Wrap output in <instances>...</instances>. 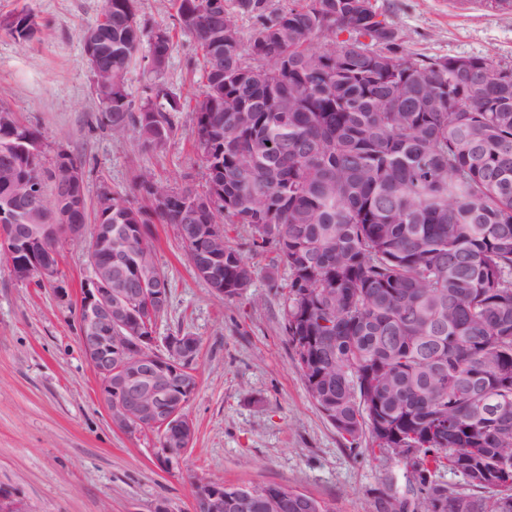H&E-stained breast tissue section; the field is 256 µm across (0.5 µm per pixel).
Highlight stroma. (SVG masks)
<instances>
[{
  "label": "stroma",
  "mask_w": 512,
  "mask_h": 512,
  "mask_svg": "<svg viewBox=\"0 0 512 512\" xmlns=\"http://www.w3.org/2000/svg\"><path fill=\"white\" fill-rule=\"evenodd\" d=\"M427 55H492L512 63V8L485 0H374ZM104 0H0V18L27 9L46 37L21 43L0 30V104L39 129L47 155L63 149L81 161L88 207L103 189L132 193L149 171L178 191L203 190L206 170L192 146L194 115L177 113L176 133L155 150L134 135L102 129L93 75L80 37ZM161 80L181 100L202 88L201 55L173 28ZM170 287L158 339L190 335L198 387L190 402L195 435L182 469L157 454L158 438L113 427L98 380L83 356L75 317L89 276L83 245L63 240L60 267L68 301L35 279L0 272V485L16 489L30 512H191L190 477L228 486L282 484L323 501L330 512H376L392 489L420 512L402 458L367 445L349 447L309 399L283 332V299L267 286V257L240 297L225 299L198 279L173 226L152 227Z\"/></svg>",
  "instance_id": "35a3bbf8"
}]
</instances>
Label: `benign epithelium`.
Listing matches in <instances>:
<instances>
[{
    "label": "benign epithelium",
    "mask_w": 512,
    "mask_h": 512,
    "mask_svg": "<svg viewBox=\"0 0 512 512\" xmlns=\"http://www.w3.org/2000/svg\"><path fill=\"white\" fill-rule=\"evenodd\" d=\"M87 64L96 74L101 43L83 45ZM84 170L77 162H59L53 179L27 180L0 208V267L16 279L60 283L56 245L63 237L87 245L90 275L80 289L79 347L99 380V394L112 426L126 433L158 430L159 456L166 466L181 464L192 449L194 423L188 410L198 380L182 366L185 347H198L194 336H169L163 348L150 321L163 303L166 281H145L126 273L122 254L112 252V225L95 224L84 236V200L79 190ZM203 209L186 213L178 235L197 273L213 275L224 255L205 246L223 235L220 224H201ZM224 486L198 479L192 485V512H224ZM0 512H28L23 497L0 490Z\"/></svg>",
    "instance_id": "obj_1"
}]
</instances>
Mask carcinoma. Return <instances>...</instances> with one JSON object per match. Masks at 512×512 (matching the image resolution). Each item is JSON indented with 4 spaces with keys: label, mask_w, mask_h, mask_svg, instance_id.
Here are the masks:
<instances>
[{
    "label": "carcinoma",
    "mask_w": 512,
    "mask_h": 512,
    "mask_svg": "<svg viewBox=\"0 0 512 512\" xmlns=\"http://www.w3.org/2000/svg\"><path fill=\"white\" fill-rule=\"evenodd\" d=\"M201 52L202 92L185 106L157 77L167 27L146 29L139 0H104L81 40L102 43L96 97L112 134L162 146L175 114H194L207 186L224 185L208 223L241 224L224 252L226 298L256 276L246 252L272 250L283 329L313 405L350 445L400 455L425 512H512V65L427 56L373 0H174ZM250 22L243 32L239 21ZM20 42L45 29L26 9L0 19ZM159 61L136 103L128 75L143 43ZM48 166L0 129V205ZM112 194V243L159 269L151 225L184 223ZM288 269L285 283L279 267ZM485 400L495 416L478 418ZM453 471L465 487L439 482ZM243 490L238 512H305ZM493 490L491 501L474 494ZM392 493L377 512H405Z\"/></svg>",
    "instance_id": "cac0c4a2"
}]
</instances>
